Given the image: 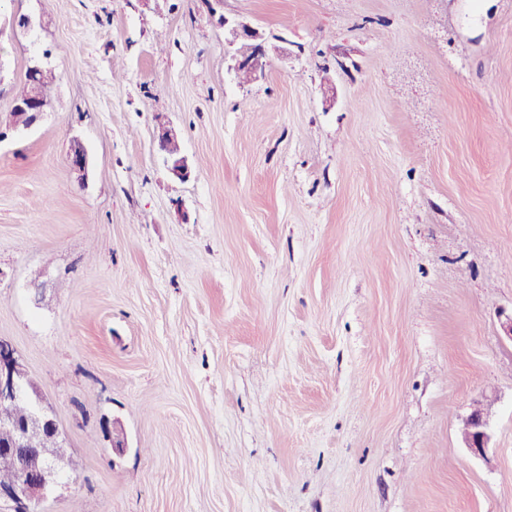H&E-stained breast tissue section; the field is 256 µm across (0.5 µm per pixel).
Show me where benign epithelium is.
<instances>
[{"label": "benign epithelium", "instance_id": "benign-epithelium-1", "mask_svg": "<svg viewBox=\"0 0 512 512\" xmlns=\"http://www.w3.org/2000/svg\"><path fill=\"white\" fill-rule=\"evenodd\" d=\"M223 24L229 32V38L225 39L227 54L232 61L229 70L236 75L245 70L250 73L252 80H259L265 73L267 54L264 44L258 41V33L247 25L231 22L227 18L223 19ZM242 39L252 42L247 54L236 49ZM166 162L174 178L183 182L190 178L191 172L185 159L168 157ZM68 164L75 172H85L87 153L82 144L74 143L68 154ZM29 394L28 373L11 345L0 340V404H13L29 397ZM486 426L483 413L479 410L472 412L464 422L463 440L475 454H483L488 447ZM0 427L13 432L11 441L0 446V451L13 456L16 462L14 480L0 486V501L9 503L11 512H38V504L57 483L65 468L61 453L64 437L56 414L53 409L41 404L24 427L20 428L7 420L1 422ZM35 432L40 436L46 433L54 436L55 447H43L42 439L33 437Z\"/></svg>", "mask_w": 512, "mask_h": 512}]
</instances>
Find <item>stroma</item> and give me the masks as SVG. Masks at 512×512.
I'll list each match as a JSON object with an SVG mask.
<instances>
[{"mask_svg": "<svg viewBox=\"0 0 512 512\" xmlns=\"http://www.w3.org/2000/svg\"><path fill=\"white\" fill-rule=\"evenodd\" d=\"M219 10L265 78L203 0H0V339L69 461L40 512H512V0ZM220 19L223 21L225 34L227 28L230 35V38L225 37L226 52L233 62L229 65V70L236 76L243 70L248 71L252 76V82L258 81L264 76L267 64L266 49L264 44L258 41V33L247 25L230 22L224 17ZM241 39H248L253 43L251 50L249 43H240L239 49L243 53L250 51L247 54H242L236 49V45ZM250 75L247 72H242L240 78L243 81H250ZM39 67V61H35L34 64L30 66L31 72H35L33 78H30L27 70L24 85L16 92L14 96V102L23 104L36 92L40 91L35 95L34 100L29 102L30 109L36 114L47 112V107L49 104L48 96L41 92L48 94L50 85L54 78L51 69L48 67L43 69L41 67L39 70H37ZM486 426V420L480 410L472 412L464 422L462 429L463 440L466 447L475 454L482 455L485 452V448H488L489 435Z\"/></svg>", "mask_w": 512, "mask_h": 512, "instance_id": "1", "label": "stroma"}]
</instances>
